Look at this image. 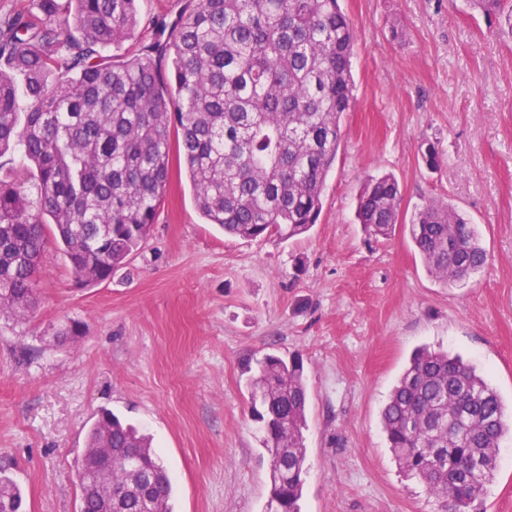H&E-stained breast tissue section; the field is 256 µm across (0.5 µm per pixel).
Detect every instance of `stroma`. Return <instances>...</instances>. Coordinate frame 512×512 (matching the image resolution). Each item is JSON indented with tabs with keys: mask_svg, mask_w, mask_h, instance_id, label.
<instances>
[{
	"mask_svg": "<svg viewBox=\"0 0 512 512\" xmlns=\"http://www.w3.org/2000/svg\"><path fill=\"white\" fill-rule=\"evenodd\" d=\"M189 0H137V55ZM355 102L305 236L245 241L206 224L176 166L141 248L109 279L75 282L49 247L38 303L0 315V466L23 512H79L77 468L100 409L153 438L174 512H265L270 461L246 359L299 356L308 386L301 512H448L401 472L381 411L421 346L460 354L512 408V39L467 0H342ZM434 145L439 169L421 153ZM402 188L399 220H355L371 175ZM476 224L489 265L443 287L407 225L425 199ZM75 323L79 333L61 335ZM476 512H512V439Z\"/></svg>",
	"mask_w": 512,
	"mask_h": 512,
	"instance_id": "obj_1",
	"label": "stroma"
}]
</instances>
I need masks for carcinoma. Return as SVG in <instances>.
I'll return each instance as SVG.
<instances>
[{
  "label": "carcinoma",
  "instance_id": "1",
  "mask_svg": "<svg viewBox=\"0 0 512 512\" xmlns=\"http://www.w3.org/2000/svg\"><path fill=\"white\" fill-rule=\"evenodd\" d=\"M512 35V0H470ZM139 25L136 0H38V11L0 31V154L27 161L35 193L0 181V313L29 316L47 251L80 281L106 279L141 247L166 190L177 130L197 210L224 233L289 240L316 224L327 173L355 83V30L341 0H198L169 36L114 63L101 50ZM171 58L163 71L159 60ZM401 189L371 176L356 217L374 237L398 221ZM428 272L448 287L489 261L479 234L446 202L428 200L409 224ZM248 379L251 415L271 460L270 501L300 512L307 386L293 356L267 354ZM406 476L470 512L512 431L500 395L458 355L418 350L381 413ZM83 461L80 512H173V487L150 437L104 412ZM22 493L0 472V512H20Z\"/></svg>",
  "mask_w": 512,
  "mask_h": 512
}]
</instances>
